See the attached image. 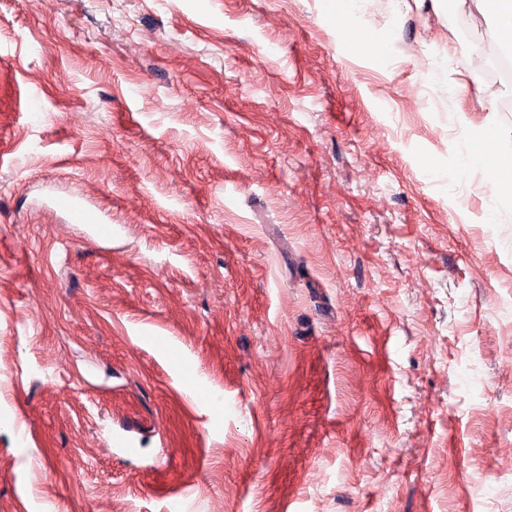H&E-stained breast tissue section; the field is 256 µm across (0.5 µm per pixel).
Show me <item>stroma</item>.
I'll list each match as a JSON object with an SVG mask.
<instances>
[{
	"label": "stroma",
	"instance_id": "1",
	"mask_svg": "<svg viewBox=\"0 0 512 512\" xmlns=\"http://www.w3.org/2000/svg\"><path fill=\"white\" fill-rule=\"evenodd\" d=\"M365 19L0 0V512H512V202L457 172L512 152L496 29ZM460 136L472 145V151L478 148L483 155H488L489 158H494L497 155L498 161L484 169V179L491 198L497 202L504 201L506 183H508L505 180V175L510 174L511 185L512 167L511 154L505 157L500 152L502 134L499 128L490 124L480 128L462 127ZM51 205L55 210L72 216L78 224L90 226L96 238L105 239L112 236V225L104 220L99 211L83 204L72 194L53 195Z\"/></svg>",
	"mask_w": 512,
	"mask_h": 512
}]
</instances>
